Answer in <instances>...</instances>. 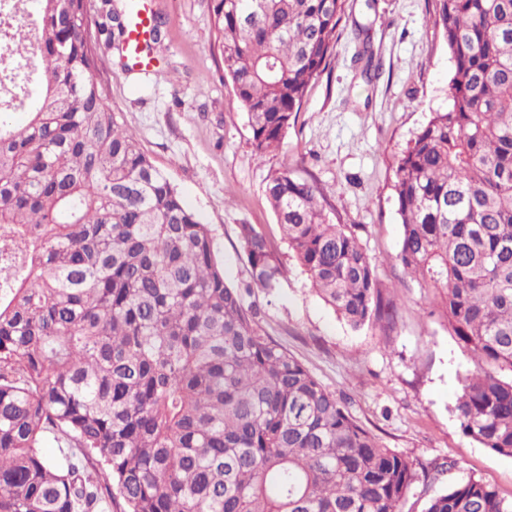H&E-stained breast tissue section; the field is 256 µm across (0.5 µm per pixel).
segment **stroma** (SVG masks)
I'll use <instances>...</instances> for the list:
<instances>
[{
  "instance_id": "obj_1",
  "label": "stroma",
  "mask_w": 512,
  "mask_h": 512,
  "mask_svg": "<svg viewBox=\"0 0 512 512\" xmlns=\"http://www.w3.org/2000/svg\"><path fill=\"white\" fill-rule=\"evenodd\" d=\"M161 21L147 50L150 69H132L124 51L97 50L96 77L118 122L209 224L227 281L250 278L236 227L257 225L288 268L274 294L254 291L273 340L300 360L381 444L411 459L450 464L447 483L471 476L512 497V458L465 436L453 412L471 367L439 309L438 296L397 259L403 228L392 190L398 159L432 117L448 107L452 62L434 28L431 0H347L329 67L310 83L279 149L257 155L219 62L211 0H147ZM373 52L371 73L357 58L359 28ZM316 181L336 222L359 238L392 323L352 329L318 296L296 262L265 187L283 164Z\"/></svg>"
}]
</instances>
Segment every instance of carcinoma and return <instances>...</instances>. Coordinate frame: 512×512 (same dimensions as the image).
<instances>
[{
    "instance_id": "1",
    "label": "carcinoma",
    "mask_w": 512,
    "mask_h": 512,
    "mask_svg": "<svg viewBox=\"0 0 512 512\" xmlns=\"http://www.w3.org/2000/svg\"><path fill=\"white\" fill-rule=\"evenodd\" d=\"M346 0H212L224 75L263 156L330 64ZM449 105L398 160V260L474 363L453 411L512 457V0H432ZM0 47V512H414L451 466L383 446L263 333L209 225L104 102L86 0H35ZM116 9L96 23L124 47ZM27 120H12L13 100ZM266 195L313 288L352 328L392 305L357 235L285 164ZM246 290L286 270L237 225ZM52 439L60 455L40 451ZM421 512H512L473 476Z\"/></svg>"
}]
</instances>
